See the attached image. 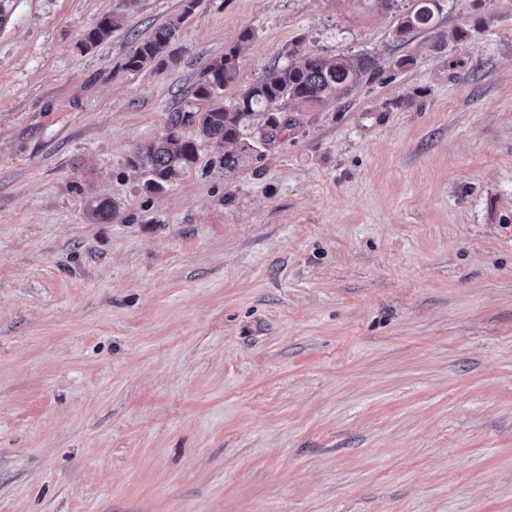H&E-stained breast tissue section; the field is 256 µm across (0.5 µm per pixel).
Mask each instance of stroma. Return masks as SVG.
<instances>
[{
    "instance_id": "1",
    "label": "stroma",
    "mask_w": 512,
    "mask_h": 512,
    "mask_svg": "<svg viewBox=\"0 0 512 512\" xmlns=\"http://www.w3.org/2000/svg\"><path fill=\"white\" fill-rule=\"evenodd\" d=\"M413 7L201 0L172 62L128 72L183 0H13L0 512H512V0L399 38ZM297 41L381 70L144 190L135 148L210 59L239 48L230 105ZM124 16L119 12H109L102 16L97 25L87 31L79 44L82 51H88L112 36V32L123 26Z\"/></svg>"
}]
</instances>
